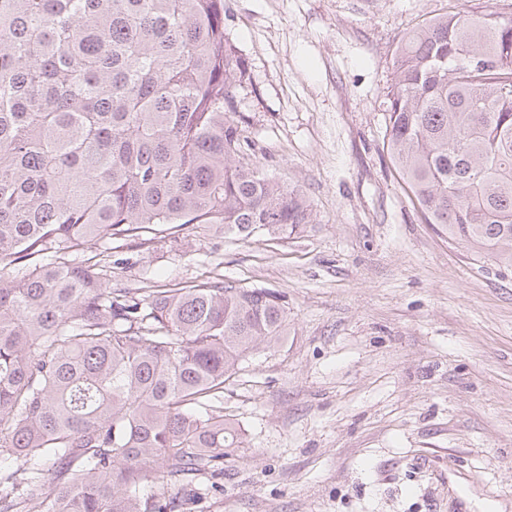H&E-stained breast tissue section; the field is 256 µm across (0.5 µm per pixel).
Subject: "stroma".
<instances>
[{
  "instance_id": "35a3bbf8",
  "label": "stroma",
  "mask_w": 512,
  "mask_h": 512,
  "mask_svg": "<svg viewBox=\"0 0 512 512\" xmlns=\"http://www.w3.org/2000/svg\"><path fill=\"white\" fill-rule=\"evenodd\" d=\"M456 7L512 18V0H224L237 158L298 189L308 223L93 245L116 288L224 279L287 303V339L224 386L246 445L190 512H512V270L426 223L384 145L397 47Z\"/></svg>"
}]
</instances>
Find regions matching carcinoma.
Returning a JSON list of instances; mask_svg holds the SVG:
<instances>
[{
	"label": "carcinoma",
	"instance_id": "cac0c4a2",
	"mask_svg": "<svg viewBox=\"0 0 512 512\" xmlns=\"http://www.w3.org/2000/svg\"><path fill=\"white\" fill-rule=\"evenodd\" d=\"M394 67L387 149L411 203L512 269V19L435 16ZM243 77L224 0H0V512H182L142 484L222 477L244 443L224 384L286 338L282 297L114 288L69 259L160 225L173 248L188 224L308 223L301 194L236 162Z\"/></svg>",
	"mask_w": 512,
	"mask_h": 512
}]
</instances>
